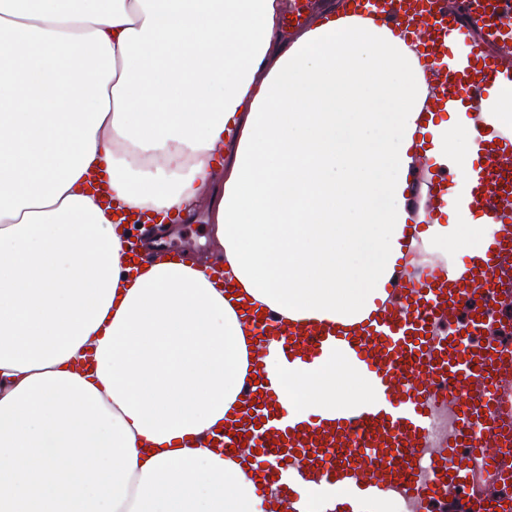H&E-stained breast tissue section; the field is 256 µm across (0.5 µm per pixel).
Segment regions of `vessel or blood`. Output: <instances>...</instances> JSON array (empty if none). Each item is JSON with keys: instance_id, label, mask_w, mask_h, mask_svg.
<instances>
[{"instance_id": "b4317fda", "label": "vessel or blood", "mask_w": 512, "mask_h": 512, "mask_svg": "<svg viewBox=\"0 0 512 512\" xmlns=\"http://www.w3.org/2000/svg\"><path fill=\"white\" fill-rule=\"evenodd\" d=\"M392 23L415 33L427 70L442 76L440 109L483 94L511 69L499 66L494 48L512 26V0H480L464 16L448 12L447 0H379ZM473 45L456 58L449 32ZM480 161L462 211L481 212L500 232L477 254L449 258L447 267L403 274L392 286L396 307L370 316L352 330L313 324L283 332L288 361L314 363L337 348L366 364L375 400L336 419L284 422L264 385H250L216 445L254 451L258 491L279 485L276 512H305L294 491L312 480L335 488L333 512H355L360 498L399 491L414 512L457 495L467 512H512L501 501L474 491L475 470L493 469L512 482V351L477 342L488 309L512 294V130L473 114Z\"/></svg>"}]
</instances>
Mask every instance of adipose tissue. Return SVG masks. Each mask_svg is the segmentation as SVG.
<instances>
[{"instance_id": "obj_1", "label": "adipose tissue", "mask_w": 512, "mask_h": 512, "mask_svg": "<svg viewBox=\"0 0 512 512\" xmlns=\"http://www.w3.org/2000/svg\"><path fill=\"white\" fill-rule=\"evenodd\" d=\"M348 0H0V512H267L247 454L201 445L249 374L242 305L350 325L404 250L481 251L448 165L479 160L465 109L400 30ZM208 208L210 264H141L118 213ZM429 222L413 237V221ZM288 418L371 398L340 351L265 359Z\"/></svg>"}]
</instances>
